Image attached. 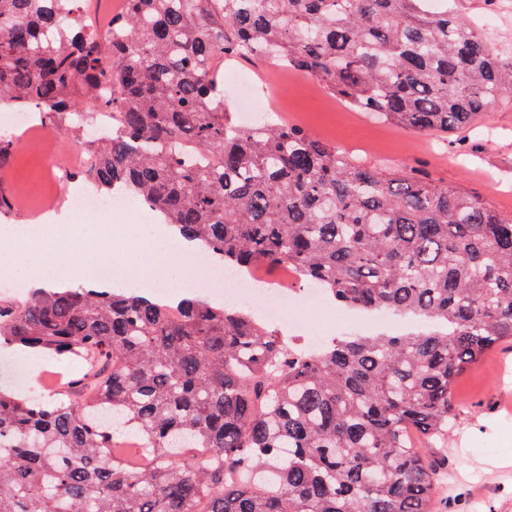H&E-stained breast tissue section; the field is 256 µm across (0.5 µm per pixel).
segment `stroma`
Instances as JSON below:
<instances>
[{
	"label": "stroma",
	"mask_w": 512,
	"mask_h": 512,
	"mask_svg": "<svg viewBox=\"0 0 512 512\" xmlns=\"http://www.w3.org/2000/svg\"><path fill=\"white\" fill-rule=\"evenodd\" d=\"M275 104L290 122L353 158L392 171L419 167L439 184L477 195L512 214V106L486 113L476 129L448 136L416 134L346 107L318 82L289 72ZM26 164L66 161L76 141L48 126ZM18 357L0 358V382L22 393H41L50 366L16 371ZM458 411L448 434L447 512H512V349H499L469 366L455 386Z\"/></svg>",
	"instance_id": "1"
}]
</instances>
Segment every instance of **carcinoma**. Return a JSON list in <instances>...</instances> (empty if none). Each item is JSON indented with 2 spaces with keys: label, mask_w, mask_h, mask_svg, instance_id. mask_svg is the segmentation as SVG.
Here are the masks:
<instances>
[{
  "label": "carcinoma",
  "mask_w": 512,
  "mask_h": 512,
  "mask_svg": "<svg viewBox=\"0 0 512 512\" xmlns=\"http://www.w3.org/2000/svg\"><path fill=\"white\" fill-rule=\"evenodd\" d=\"M0 0V103L87 140L123 191L241 272L295 267L404 334L302 348L246 305L131 288L0 299V348L86 371L44 401L0 386V512H436L457 376L512 340V215L419 170L354 162L286 122L235 120L226 61L265 58L360 112L454 133L512 105V48L443 0ZM18 159L0 137V169ZM197 448L211 449L198 463Z\"/></svg>",
  "instance_id": "obj_1"
}]
</instances>
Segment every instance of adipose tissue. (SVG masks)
I'll return each mask as SVG.
<instances>
[{
  "instance_id": "ef3b65f1",
  "label": "adipose tissue",
  "mask_w": 512,
  "mask_h": 512,
  "mask_svg": "<svg viewBox=\"0 0 512 512\" xmlns=\"http://www.w3.org/2000/svg\"><path fill=\"white\" fill-rule=\"evenodd\" d=\"M85 215L69 209L50 215L48 225L56 229V238L46 241L42 227H34L11 234L13 249L0 251V269H14L19 261L28 260L32 274L29 287L49 288L78 286L87 279L88 268L107 264L112 260L111 252L77 254L71 248L73 238L79 236L84 227ZM151 249L163 259L164 273L180 267L183 258L191 255L196 245L182 239L176 227L156 223L151 227Z\"/></svg>"
}]
</instances>
